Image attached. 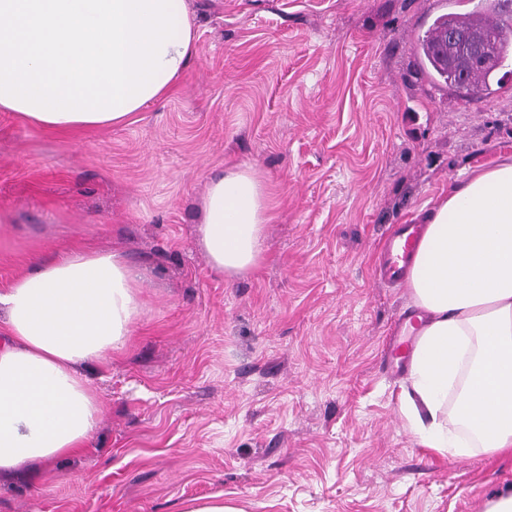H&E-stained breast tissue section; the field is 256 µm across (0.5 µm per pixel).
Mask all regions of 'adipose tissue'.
<instances>
[{"mask_svg":"<svg viewBox=\"0 0 512 512\" xmlns=\"http://www.w3.org/2000/svg\"><path fill=\"white\" fill-rule=\"evenodd\" d=\"M184 0H0V112L75 133L129 123L196 54ZM269 185L251 166L210 177L198 244L226 278L263 259ZM0 289V483L92 445L102 401L87 368L123 352L143 274L118 251L71 249ZM424 319L402 411L424 447L512 455V157L449 187L405 277Z\"/></svg>","mask_w":512,"mask_h":512,"instance_id":"obj_1","label":"adipose tissue"}]
</instances>
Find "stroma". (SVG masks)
Returning a JSON list of instances; mask_svg holds the SVG:
<instances>
[{
	"instance_id": "1",
	"label": "stroma",
	"mask_w": 512,
	"mask_h": 512,
	"mask_svg": "<svg viewBox=\"0 0 512 512\" xmlns=\"http://www.w3.org/2000/svg\"><path fill=\"white\" fill-rule=\"evenodd\" d=\"M477 0H185L197 52L120 127L0 112V288L36 254L123 252L145 274L127 348L89 366L88 454L0 485V512H484L512 458L422 447L386 343L411 305L377 277L397 225L512 155V75L464 96L416 68L418 29ZM251 165L277 206L227 280L197 244L207 177Z\"/></svg>"
}]
</instances>
